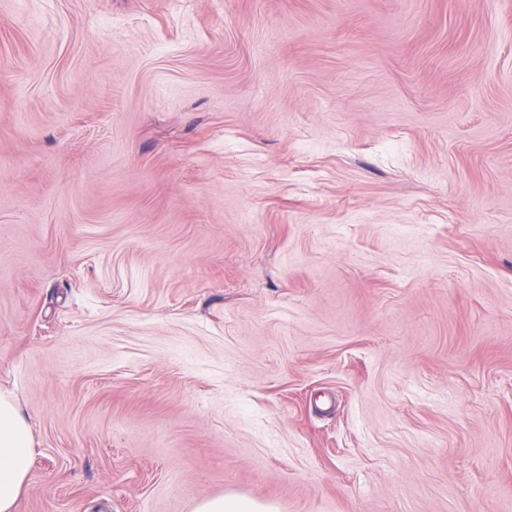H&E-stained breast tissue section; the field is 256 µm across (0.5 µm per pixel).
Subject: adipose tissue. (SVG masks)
Instances as JSON below:
<instances>
[{"label":"adipose tissue","mask_w":512,"mask_h":512,"mask_svg":"<svg viewBox=\"0 0 512 512\" xmlns=\"http://www.w3.org/2000/svg\"><path fill=\"white\" fill-rule=\"evenodd\" d=\"M31 427L10 393L0 391V512H14L33 455Z\"/></svg>","instance_id":"1"}]
</instances>
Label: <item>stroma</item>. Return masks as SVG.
I'll list each match as a JSON object with an SVG mask.
<instances>
[{
	"label": "stroma",
	"mask_w": 512,
	"mask_h": 512,
	"mask_svg": "<svg viewBox=\"0 0 512 512\" xmlns=\"http://www.w3.org/2000/svg\"><path fill=\"white\" fill-rule=\"evenodd\" d=\"M16 512H512V0H0ZM195 512H278V508L251 498L225 496L201 500Z\"/></svg>",
	"instance_id": "35a3bbf8"
}]
</instances>
